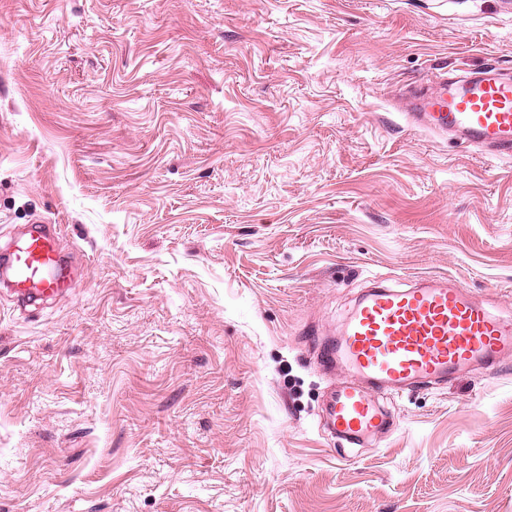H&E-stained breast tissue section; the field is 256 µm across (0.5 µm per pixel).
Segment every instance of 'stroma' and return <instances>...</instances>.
<instances>
[{"label":"stroma","mask_w":512,"mask_h":512,"mask_svg":"<svg viewBox=\"0 0 512 512\" xmlns=\"http://www.w3.org/2000/svg\"><path fill=\"white\" fill-rule=\"evenodd\" d=\"M512 75V0H0V512H512V356L332 435L323 373L374 279L512 316V159L406 92ZM60 239L54 224L30 230L8 257L13 293L26 300L55 296L69 287L70 271L60 255Z\"/></svg>","instance_id":"stroma-1"}]
</instances>
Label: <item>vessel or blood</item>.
<instances>
[{
	"label": "vessel or blood",
	"mask_w": 512,
	"mask_h": 512,
	"mask_svg": "<svg viewBox=\"0 0 512 512\" xmlns=\"http://www.w3.org/2000/svg\"><path fill=\"white\" fill-rule=\"evenodd\" d=\"M408 121L436 134L455 132L464 143L496 157H512V78L493 65L472 75L439 79L436 93L415 90ZM13 293L26 300L59 294L70 272L60 255L55 225L30 230L8 257ZM512 354V318L492 313L457 281L428 278L411 288L378 286L357 303L337 339L320 344L322 364L343 362L399 393L444 380L463 366L494 367ZM375 392L349 384L330 407L337 435L361 442L380 431L389 415Z\"/></svg>",
	"instance_id": "obj_1"
}]
</instances>
